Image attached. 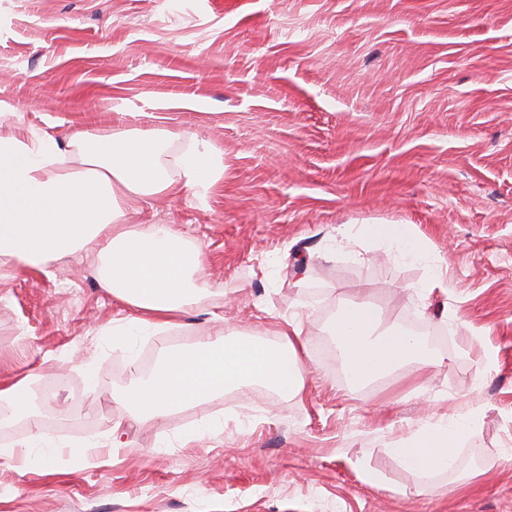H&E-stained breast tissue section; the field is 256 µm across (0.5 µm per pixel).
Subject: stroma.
<instances>
[{
    "label": "stroma",
    "instance_id": "1",
    "mask_svg": "<svg viewBox=\"0 0 512 512\" xmlns=\"http://www.w3.org/2000/svg\"><path fill=\"white\" fill-rule=\"evenodd\" d=\"M0 99L61 134L190 132L224 153L206 201L127 211L199 244L209 291L135 356L107 335L130 309L93 255L0 268V383L30 376L52 435L99 445L87 464L0 458V512H512V0H0ZM361 224L425 237L447 296L423 309L425 269L344 238ZM353 298L418 325L436 364L353 381L325 333ZM295 314L299 397L231 388L162 419L111 400L160 346L270 340ZM471 407L453 468L394 456Z\"/></svg>",
    "mask_w": 512,
    "mask_h": 512
}]
</instances>
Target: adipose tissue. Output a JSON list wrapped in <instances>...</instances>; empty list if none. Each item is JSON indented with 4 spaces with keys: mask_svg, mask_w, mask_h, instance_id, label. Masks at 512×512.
<instances>
[{
    "mask_svg": "<svg viewBox=\"0 0 512 512\" xmlns=\"http://www.w3.org/2000/svg\"><path fill=\"white\" fill-rule=\"evenodd\" d=\"M177 140L185 142V149L171 151ZM223 178V151L191 133L74 129L61 137L16 124L0 133V264L48 276L54 264L75 253H94L100 287L136 311L112 331L119 345H128L131 337L174 326L177 314L201 303L204 290L193 276L203 270L206 257L171 225L126 223L127 207L185 191L203 201ZM358 234L426 267L421 300L447 290L430 244L409 225L364 224ZM329 332L349 374L359 381L403 363L427 364L415 337L382 326L375 309L362 302L343 307ZM305 352L300 323L293 317L283 321L275 341L219 335L190 348L164 345L155 368L133 374L112 398L132 413L160 417L249 384L294 397L304 388ZM29 384L24 376L0 385V401L8 403L12 417L27 419L30 428L25 443L1 447L0 457L28 461L57 453L33 410ZM477 418L470 410L426 422L401 439L394 452L414 471L450 469L454 447Z\"/></svg>",
    "mask_w": 512,
    "mask_h": 512,
    "instance_id": "ef3b65f1",
    "label": "adipose tissue"
}]
</instances>
